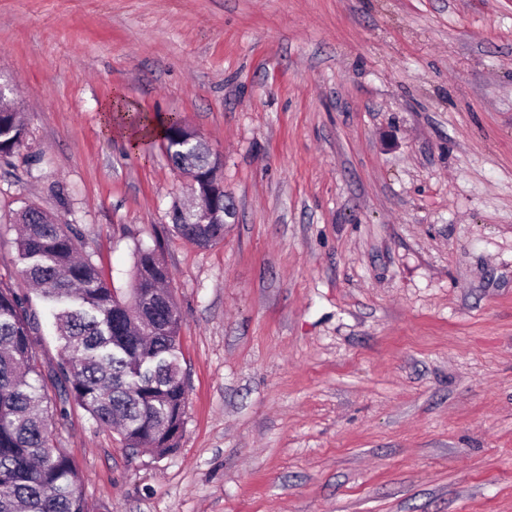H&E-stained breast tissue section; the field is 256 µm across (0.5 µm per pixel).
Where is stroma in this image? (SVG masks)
<instances>
[{"label":"stroma","instance_id":"obj_1","mask_svg":"<svg viewBox=\"0 0 512 512\" xmlns=\"http://www.w3.org/2000/svg\"><path fill=\"white\" fill-rule=\"evenodd\" d=\"M0 83V285L32 204L120 294L157 250L183 316L178 448L55 424L96 512H512V0H0ZM117 90L221 157L222 242ZM26 126L21 112L0 110V156L16 153L25 143ZM171 219L175 231L197 246L208 247L224 239L225 218L217 224L208 223L207 219L201 224H187L186 219L173 206Z\"/></svg>","mask_w":512,"mask_h":512}]
</instances>
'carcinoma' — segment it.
Listing matches in <instances>:
<instances>
[{
	"label": "carcinoma",
	"mask_w": 512,
	"mask_h": 512,
	"mask_svg": "<svg viewBox=\"0 0 512 512\" xmlns=\"http://www.w3.org/2000/svg\"><path fill=\"white\" fill-rule=\"evenodd\" d=\"M159 121L175 168L209 162L180 116L134 112L130 125ZM19 112H0V156L25 143ZM172 224L200 247L224 240L221 216L188 224L172 210ZM21 273L54 320L61 346L46 373L34 351L39 316L26 300L0 286V512H95L80 490L74 460L52 444L55 417L81 407L97 425L115 428L125 446L148 447L162 457L178 446L186 418V385L180 370L182 315L166 288L170 272L157 252L136 254L131 302L102 272L81 258L71 225L34 205L16 216ZM57 391L51 405L48 386Z\"/></svg>",
	"instance_id": "1"
}]
</instances>
